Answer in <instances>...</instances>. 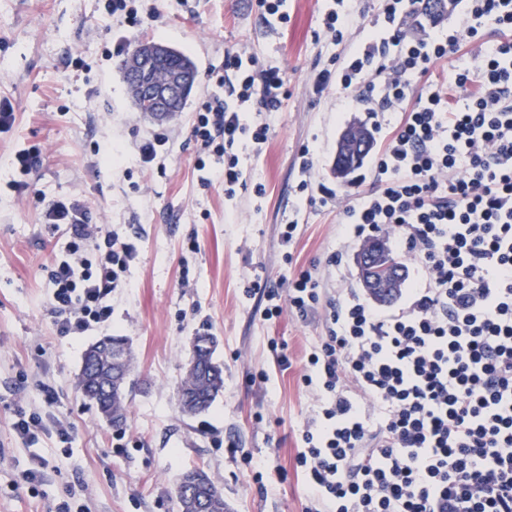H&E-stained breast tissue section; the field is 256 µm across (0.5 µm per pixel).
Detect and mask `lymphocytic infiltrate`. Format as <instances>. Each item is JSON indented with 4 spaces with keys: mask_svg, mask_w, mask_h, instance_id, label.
Listing matches in <instances>:
<instances>
[{
    "mask_svg": "<svg viewBox=\"0 0 512 512\" xmlns=\"http://www.w3.org/2000/svg\"><path fill=\"white\" fill-rule=\"evenodd\" d=\"M418 0H379L375 30L322 69L316 92L363 88L353 104L395 113L374 155L373 189L347 199V240L392 239L421 275L382 307L357 289L323 302L301 271L287 285L252 281L264 319L324 309L317 351L301 376L320 410L295 461L307 512H512V0H467L447 34L410 38ZM494 24L503 40L454 73L440 63ZM426 90L408 96L414 79ZM218 98L194 113L191 137L213 164L202 185L234 195L246 176L232 149L265 143L268 114L288 96L284 72L245 47L224 57ZM65 240L54 252L47 300L57 335L81 336L112 317L137 248L92 223L86 206L44 212Z\"/></svg>",
    "mask_w": 512,
    "mask_h": 512,
    "instance_id": "f902f5d3",
    "label": "lymphocytic infiltrate"
}]
</instances>
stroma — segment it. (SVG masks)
Here are the masks:
<instances>
[{"label": "stroma", "instance_id": "1", "mask_svg": "<svg viewBox=\"0 0 512 512\" xmlns=\"http://www.w3.org/2000/svg\"><path fill=\"white\" fill-rule=\"evenodd\" d=\"M136 6L157 21L122 26L105 0H0V102L15 114L0 127V512H57L65 501L84 512H177L173 487L195 467L222 488L229 512H306L295 457L315 393L298 378L323 334L322 315L267 320L260 299L244 290L254 275L279 283L303 270L322 280L329 300L361 285L359 247L340 233L341 203L352 190L372 189L370 168L349 184L332 167L341 131L370 118L342 109L341 90L319 95L313 88L315 73L346 51L323 33L334 2L288 0L284 24L264 17L257 0ZM119 36L132 49L155 41L193 58L198 83L183 112L165 123L135 112L116 59L105 55ZM243 45L260 64L286 73L290 94L271 118L267 142L239 145L247 184L229 197L223 183L200 186L189 121L204 101L228 98L210 73ZM158 132L169 137L163 167H140V143ZM305 144L336 205H322L314 189L298 193ZM21 147L39 155L19 192L9 182ZM66 198L82 201L104 229L135 238L137 255L128 287L112 294L111 324L62 337L45 299L55 240L43 212ZM292 219L299 227L286 248L280 233ZM336 252L343 255L338 268L328 262ZM185 277L190 287L182 286ZM203 330L216 339L224 388L207 411L187 415L178 394ZM112 335L129 337L133 355L128 422L120 430L74 390L86 349ZM46 387L56 393L53 415L73 428L65 452L49 437L27 445L13 430L16 407L42 409ZM36 455L49 462L45 482L15 486Z\"/></svg>", "mask_w": 512, "mask_h": 512}]
</instances>
